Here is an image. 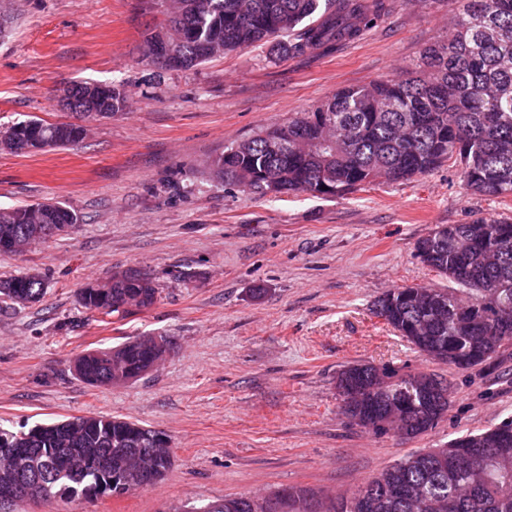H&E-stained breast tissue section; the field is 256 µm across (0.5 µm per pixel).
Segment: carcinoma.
Instances as JSON below:
<instances>
[{"instance_id": "1", "label": "carcinoma", "mask_w": 512, "mask_h": 512, "mask_svg": "<svg viewBox=\"0 0 512 512\" xmlns=\"http://www.w3.org/2000/svg\"><path fill=\"white\" fill-rule=\"evenodd\" d=\"M389 0H175L161 30L176 35L183 68L218 53L276 41L274 52L290 57L326 50L333 43L361 37L389 13ZM109 111L126 108L123 85H109ZM73 120L48 123L29 119L0 131V151L16 153L20 135L66 148L80 142L92 112L75 110ZM459 160L465 188L488 199L512 197V0H463L448 39L426 47L417 67L368 86L343 87L288 124L229 147L216 160L219 177L260 198L268 181L279 193L343 196L376 183L410 180L445 162ZM327 184L330 191L320 189ZM0 209V251L5 238L30 237L42 224L73 229L79 216L58 202ZM426 250L421 262L448 279V288H394L373 307L418 352L448 344L465 360L461 368L489 366L512 342V218H477L468 224L438 225L416 242ZM44 280L26 274L0 279V300L13 305L40 301ZM158 288L135 271L107 291L81 288L82 306L104 316L126 317L132 308L153 306ZM448 307L444 319L433 303ZM118 360L124 382L137 379L154 360L150 339L135 338L115 347L87 351L74 372L90 386L113 382ZM369 365L349 364L336 384L344 408L366 416L396 407L417 414L429 397L416 374L394 373L385 387L365 376ZM154 430L98 415L72 417L28 431L0 429V487L17 479L19 469L47 473L31 486L30 501L56 498L92 500L107 477L137 482L150 462L154 480L172 467L170 454L154 452ZM444 448L413 452L378 477L365 481L332 512H356L360 496L366 512H424L416 500L443 503L440 512H512V421L465 435ZM25 448L56 453L24 460ZM202 512H265V501L250 496L218 499Z\"/></svg>"}]
</instances>
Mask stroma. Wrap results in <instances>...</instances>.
<instances>
[{
    "label": "stroma",
    "instance_id": "1",
    "mask_svg": "<svg viewBox=\"0 0 512 512\" xmlns=\"http://www.w3.org/2000/svg\"><path fill=\"white\" fill-rule=\"evenodd\" d=\"M0 131L31 118L63 122L77 81L124 84L128 102L65 149L0 152V208L58 201L77 226L20 252L0 277L40 275L36 303H0V428L84 415L162 431L174 464L154 484L92 501H27L18 512H172L241 495L304 490L329 512L411 452L512 420V344L491 368L460 369L414 350L372 311L383 293L448 282L416 255L438 224L512 217V199L468 193L459 166L342 197L259 198L217 177L225 148L280 127L347 85L391 78L446 39L458 0H396L363 38L327 52L269 47L168 70L146 56L165 0H5ZM135 269L158 300L124 318L83 308L80 288ZM137 336L171 342L138 380L91 387L82 353ZM350 363L445 378L437 426L379 435L346 417L336 373Z\"/></svg>",
    "mask_w": 512,
    "mask_h": 512
}]
</instances>
